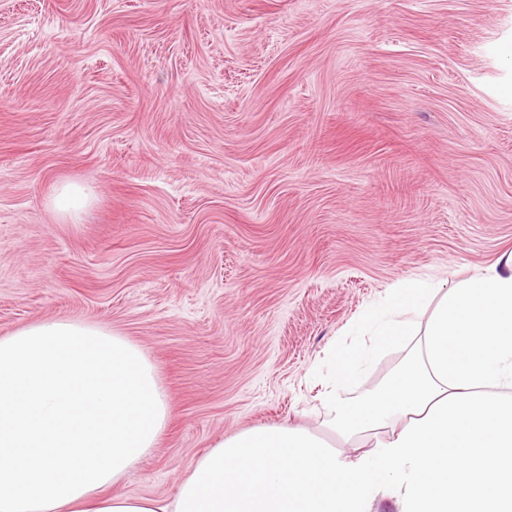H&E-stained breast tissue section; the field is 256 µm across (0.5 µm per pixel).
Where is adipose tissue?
Instances as JSON below:
<instances>
[{"label":"adipose tissue","instance_id":"1","mask_svg":"<svg viewBox=\"0 0 512 512\" xmlns=\"http://www.w3.org/2000/svg\"><path fill=\"white\" fill-rule=\"evenodd\" d=\"M430 315L421 336L404 316ZM367 337L319 375L328 427L369 433L358 455L310 430L258 427L215 442L172 498L113 492L170 419L155 365L94 323L46 320L0 337V512H512V255L447 290L388 289ZM406 363L360 386L381 348Z\"/></svg>","mask_w":512,"mask_h":512}]
</instances>
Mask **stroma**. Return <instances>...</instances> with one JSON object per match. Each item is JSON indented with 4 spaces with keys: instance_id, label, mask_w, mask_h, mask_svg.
Wrapping results in <instances>:
<instances>
[{
    "instance_id": "35a3bbf8",
    "label": "stroma",
    "mask_w": 512,
    "mask_h": 512,
    "mask_svg": "<svg viewBox=\"0 0 512 512\" xmlns=\"http://www.w3.org/2000/svg\"><path fill=\"white\" fill-rule=\"evenodd\" d=\"M510 251L512 0H0V336L97 323L156 365L171 419L116 492L258 426L363 452L312 368ZM90 200L89 193L83 187L74 184L63 186L57 197L55 205L68 215L71 220H79L83 209Z\"/></svg>"
}]
</instances>
